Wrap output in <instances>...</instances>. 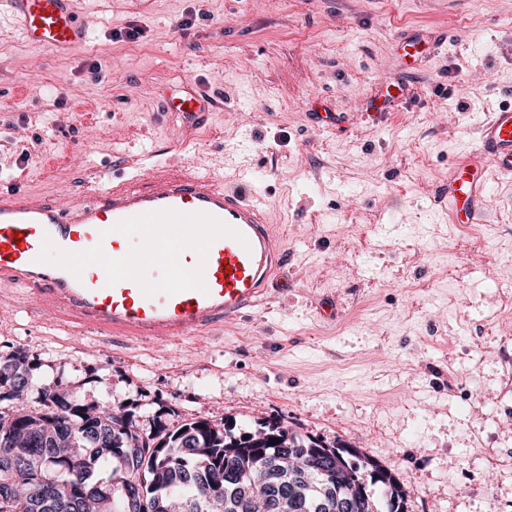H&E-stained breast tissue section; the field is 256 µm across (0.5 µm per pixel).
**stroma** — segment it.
<instances>
[{"mask_svg": "<svg viewBox=\"0 0 512 512\" xmlns=\"http://www.w3.org/2000/svg\"><path fill=\"white\" fill-rule=\"evenodd\" d=\"M89 43L54 56L0 15V177L60 200L126 172L250 173L286 236L287 283L230 327L163 343L69 328L28 289L0 292V351L21 349L139 425L281 423L388 470L404 512H512V184L486 223L435 203L487 112L512 99V0H76ZM192 20L182 28L183 20ZM453 27L384 123L344 133L398 32ZM137 39H126L128 30ZM212 91L208 127L158 110ZM94 119H86L85 110ZM334 302L338 314L316 313Z\"/></svg>", "mask_w": 512, "mask_h": 512, "instance_id": "35a3bbf8", "label": "stroma"}]
</instances>
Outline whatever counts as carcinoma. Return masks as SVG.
Listing matches in <instances>:
<instances>
[{
    "label": "carcinoma",
    "mask_w": 512,
    "mask_h": 512,
    "mask_svg": "<svg viewBox=\"0 0 512 512\" xmlns=\"http://www.w3.org/2000/svg\"><path fill=\"white\" fill-rule=\"evenodd\" d=\"M3 404L0 512H127L132 482L149 512H258L259 500L266 512H378L366 467L387 512H403L401 486L356 448H328L278 423L233 433L158 415L146 431L121 403L107 415L47 382L19 349L0 355Z\"/></svg>",
    "instance_id": "1"
}]
</instances>
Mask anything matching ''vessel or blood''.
<instances>
[{
    "instance_id": "vessel-or-blood-1",
    "label": "vessel or blood",
    "mask_w": 512,
    "mask_h": 512,
    "mask_svg": "<svg viewBox=\"0 0 512 512\" xmlns=\"http://www.w3.org/2000/svg\"><path fill=\"white\" fill-rule=\"evenodd\" d=\"M0 12L32 46L59 55L87 43L75 0H0ZM395 44L399 71L377 80L365 101L364 115L375 124L409 100L408 74L447 46L448 31L407 28ZM215 105L193 88L163 100L162 109L199 128ZM493 173L512 182V105L488 113L476 146L449 166L441 193L449 223H484ZM174 224L187 225L188 236L169 264L160 250ZM104 256L110 264H101ZM134 257L140 270L132 275L126 266ZM286 264L285 239L265 198L208 174L134 173L65 203L35 202L0 185V284L31 288L65 322L104 333L164 341L234 323L266 299ZM187 269L198 270L195 281L181 278Z\"/></svg>"
}]
</instances>
